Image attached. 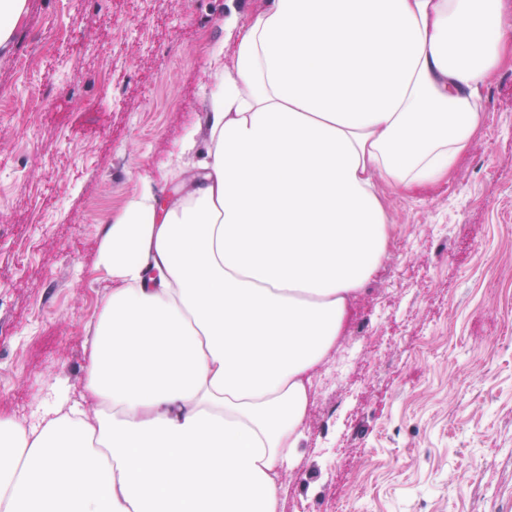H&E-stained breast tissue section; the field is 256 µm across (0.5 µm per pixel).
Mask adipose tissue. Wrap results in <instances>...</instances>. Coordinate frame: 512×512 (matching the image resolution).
<instances>
[{
  "label": "adipose tissue",
  "mask_w": 512,
  "mask_h": 512,
  "mask_svg": "<svg viewBox=\"0 0 512 512\" xmlns=\"http://www.w3.org/2000/svg\"><path fill=\"white\" fill-rule=\"evenodd\" d=\"M509 63L502 0H268L176 199L143 183L108 222L84 407L0 420V512H277L388 252L380 186L447 181Z\"/></svg>",
  "instance_id": "adipose-tissue-1"
}]
</instances>
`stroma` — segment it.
I'll list each match as a JSON object with an SVG mask.
<instances>
[{"mask_svg": "<svg viewBox=\"0 0 512 512\" xmlns=\"http://www.w3.org/2000/svg\"><path fill=\"white\" fill-rule=\"evenodd\" d=\"M265 4L27 0L0 57V419L80 402L104 217L143 182L173 192L211 59L237 62L224 22ZM483 96L451 181L385 196L390 252L318 370L277 512H512V69Z\"/></svg>", "mask_w": 512, "mask_h": 512, "instance_id": "35a3bbf8", "label": "stroma"}]
</instances>
